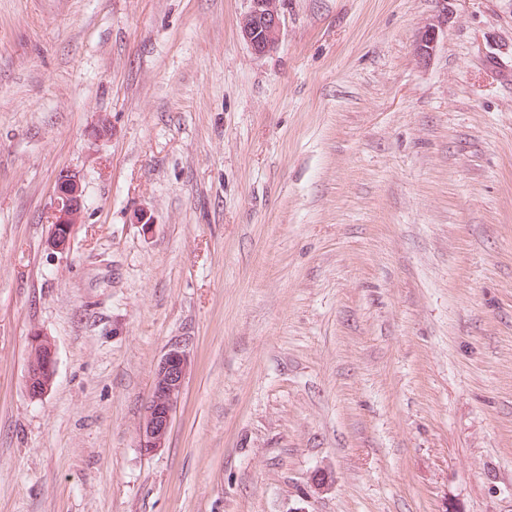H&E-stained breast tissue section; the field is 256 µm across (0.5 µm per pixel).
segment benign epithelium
<instances>
[{"label":"benign epithelium","mask_w":512,"mask_h":512,"mask_svg":"<svg viewBox=\"0 0 512 512\" xmlns=\"http://www.w3.org/2000/svg\"><path fill=\"white\" fill-rule=\"evenodd\" d=\"M250 7L240 20V33L257 56L274 51L281 40L283 20L278 0H249ZM439 26L430 24L418 35L416 54L425 61L436 48ZM86 199L80 178L70 172L56 180L48 224V247L54 253L70 252L76 225L82 223ZM30 352L24 374L26 393L32 399L44 397L56 375V349L52 341L34 330L29 337ZM190 368L186 346L175 342L166 349L156 365L152 386L138 422V448L151 455L165 446L173 415L180 403Z\"/></svg>","instance_id":"obj_1"}]
</instances>
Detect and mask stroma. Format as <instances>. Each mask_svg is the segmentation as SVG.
Returning a JSON list of instances; mask_svg holds the SVG:
<instances>
[{
	"instance_id": "stroma-1",
	"label": "stroma",
	"mask_w": 512,
	"mask_h": 512,
	"mask_svg": "<svg viewBox=\"0 0 512 512\" xmlns=\"http://www.w3.org/2000/svg\"><path fill=\"white\" fill-rule=\"evenodd\" d=\"M248 8L0 0V512H512V0ZM248 1L250 7L240 20V33L255 55L264 56L281 40L283 20L278 0ZM438 30V25L429 24L419 32L416 42V54L422 61L430 59L433 55L438 41ZM86 199L80 178L70 172H61L56 180L54 195L48 224L50 233L48 247L54 253L68 254L74 236L76 224L82 223ZM60 225H64L66 232L60 231ZM30 351L24 374V386L31 399H41L51 389L56 375V349L38 330L29 337ZM32 352V355H30ZM190 364L189 353L181 342L169 345L157 363L138 422V448L144 455L154 454L165 446Z\"/></svg>"
}]
</instances>
